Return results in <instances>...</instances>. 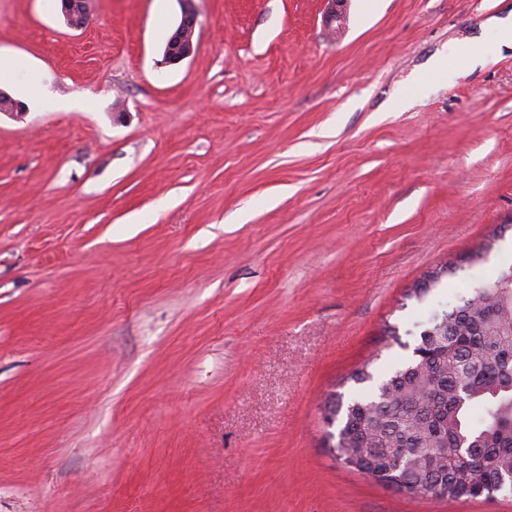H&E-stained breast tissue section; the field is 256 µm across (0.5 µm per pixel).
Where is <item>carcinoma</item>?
<instances>
[{"label": "carcinoma", "mask_w": 512, "mask_h": 512, "mask_svg": "<svg viewBox=\"0 0 512 512\" xmlns=\"http://www.w3.org/2000/svg\"><path fill=\"white\" fill-rule=\"evenodd\" d=\"M329 415L330 451L380 485L448 500L512 492V265L432 314L402 367Z\"/></svg>", "instance_id": "obj_1"}]
</instances>
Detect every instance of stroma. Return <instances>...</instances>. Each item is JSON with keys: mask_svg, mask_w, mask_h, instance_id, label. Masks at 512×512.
Wrapping results in <instances>:
<instances>
[{"mask_svg": "<svg viewBox=\"0 0 512 512\" xmlns=\"http://www.w3.org/2000/svg\"><path fill=\"white\" fill-rule=\"evenodd\" d=\"M192 5L170 65L182 0H0V512H512L379 485L326 421L512 264V49L414 84L512 0ZM61 10L66 25L73 30H80L86 24L88 0H61ZM197 25L196 15L190 11L182 12L180 22L168 40L165 48V59L171 64H177L192 56L196 50L194 42Z\"/></svg>", "mask_w": 512, "mask_h": 512, "instance_id": "stroma-1", "label": "stroma"}]
</instances>
